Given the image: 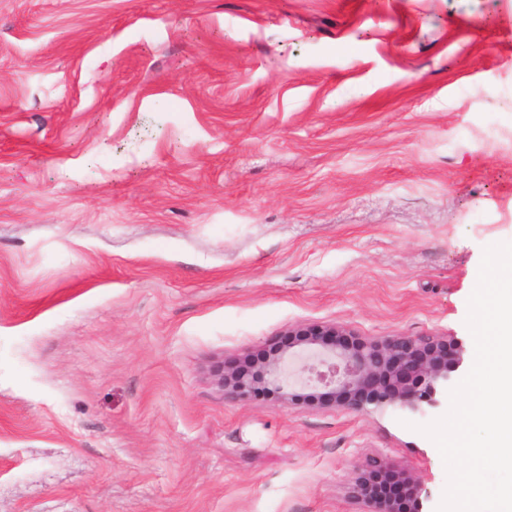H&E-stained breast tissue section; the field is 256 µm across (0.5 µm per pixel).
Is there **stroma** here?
Returning a JSON list of instances; mask_svg holds the SVG:
<instances>
[{"instance_id": "stroma-1", "label": "stroma", "mask_w": 512, "mask_h": 512, "mask_svg": "<svg viewBox=\"0 0 512 512\" xmlns=\"http://www.w3.org/2000/svg\"><path fill=\"white\" fill-rule=\"evenodd\" d=\"M512 242V0H0V512H437L416 427L225 396L288 329L439 336Z\"/></svg>"}]
</instances>
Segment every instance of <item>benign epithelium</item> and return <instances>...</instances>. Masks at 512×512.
Returning <instances> with one entry per match:
<instances>
[{
	"label": "benign epithelium",
	"mask_w": 512,
	"mask_h": 512,
	"mask_svg": "<svg viewBox=\"0 0 512 512\" xmlns=\"http://www.w3.org/2000/svg\"><path fill=\"white\" fill-rule=\"evenodd\" d=\"M258 357L219 374L224 395L250 400L276 397L293 405V389L308 387L307 401L355 411L439 406L437 395L455 382L459 361L450 342L435 336H391L368 342L334 325H311Z\"/></svg>",
	"instance_id": "benign-epithelium-1"
}]
</instances>
